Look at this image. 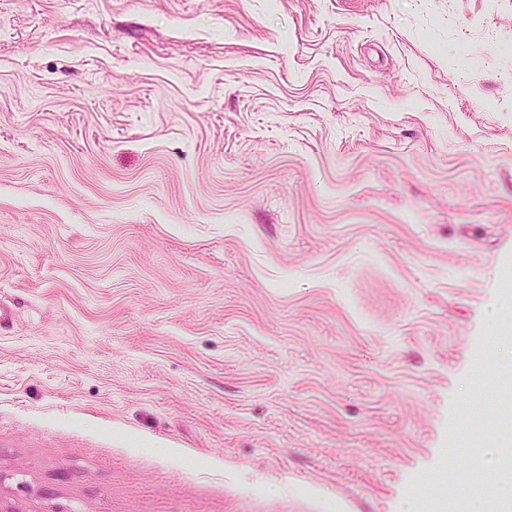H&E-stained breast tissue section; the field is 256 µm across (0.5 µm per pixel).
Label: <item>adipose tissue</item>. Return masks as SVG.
I'll return each instance as SVG.
<instances>
[{"label":"adipose tissue","mask_w":512,"mask_h":512,"mask_svg":"<svg viewBox=\"0 0 512 512\" xmlns=\"http://www.w3.org/2000/svg\"><path fill=\"white\" fill-rule=\"evenodd\" d=\"M485 468L498 475L493 497L472 494L468 487H455L447 494L448 512H512V431H506L500 447L484 458Z\"/></svg>","instance_id":"obj_1"}]
</instances>
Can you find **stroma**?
Listing matches in <instances>:
<instances>
[{"label": "stroma", "instance_id": "35a3bbf8", "mask_svg": "<svg viewBox=\"0 0 512 512\" xmlns=\"http://www.w3.org/2000/svg\"><path fill=\"white\" fill-rule=\"evenodd\" d=\"M512 0H0V512H406L506 406Z\"/></svg>", "mask_w": 512, "mask_h": 512}]
</instances>
